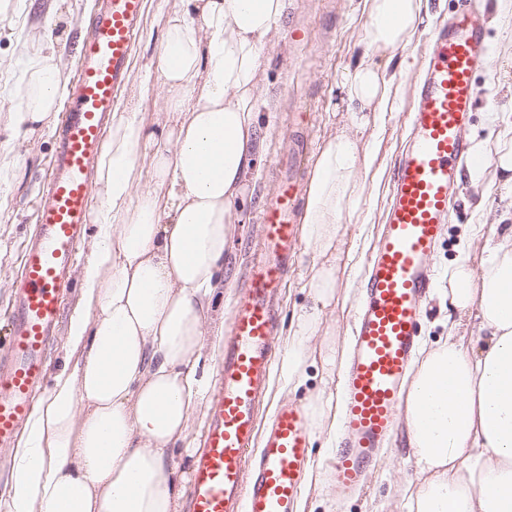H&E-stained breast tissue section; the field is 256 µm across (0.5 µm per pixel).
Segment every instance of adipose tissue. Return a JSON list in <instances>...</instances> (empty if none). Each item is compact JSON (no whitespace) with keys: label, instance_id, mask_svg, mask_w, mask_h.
Listing matches in <instances>:
<instances>
[{"label":"adipose tissue","instance_id":"1","mask_svg":"<svg viewBox=\"0 0 512 512\" xmlns=\"http://www.w3.org/2000/svg\"><path fill=\"white\" fill-rule=\"evenodd\" d=\"M368 24L343 85L349 123L321 147L304 190L302 238L316 263L310 301L295 312L282 365L306 381L308 341L336 298L341 223L354 217L374 158L360 135L394 111L400 91L379 60L406 48L429 0H363ZM286 0H188L168 18L158 53L167 119L151 129L116 112L96 170L91 260L64 363L27 425L0 512H177L170 450L185 438L206 384L196 368L223 328L224 255L256 158L259 51ZM21 46L8 89L13 132L58 111L65 84L52 34ZM152 187L140 190V161ZM493 167L512 211V126ZM448 269L447 336L416 368L404 401L419 482L410 512H512V224L494 225L479 260L468 245ZM482 336L470 347L471 328Z\"/></svg>","mask_w":512,"mask_h":512}]
</instances>
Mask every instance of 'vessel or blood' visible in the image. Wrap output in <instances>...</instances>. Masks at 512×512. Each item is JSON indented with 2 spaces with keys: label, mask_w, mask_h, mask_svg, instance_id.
Here are the masks:
<instances>
[{
  "label": "vessel or blood",
  "mask_w": 512,
  "mask_h": 512,
  "mask_svg": "<svg viewBox=\"0 0 512 512\" xmlns=\"http://www.w3.org/2000/svg\"><path fill=\"white\" fill-rule=\"evenodd\" d=\"M144 0H101L77 44L72 95L62 110L57 148L36 229L15 278L10 311L0 317V460L11 459L43 392L64 296L91 221L90 174L107 121L126 86ZM490 59L479 0L433 32L415 93L405 150L390 188V208L363 278L353 337L342 369V434L327 466L342 493L363 486L391 442L412 362L421 343L424 304L451 199L464 167L479 168L465 132ZM306 148L290 155L258 213L260 233L227 319L203 447L192 463L187 512H296L310 463L311 422L295 403L263 418L277 355L282 287L302 248L298 214Z\"/></svg>",
  "instance_id": "b4317fda"
}]
</instances>
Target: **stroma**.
<instances>
[{"mask_svg":"<svg viewBox=\"0 0 512 512\" xmlns=\"http://www.w3.org/2000/svg\"><path fill=\"white\" fill-rule=\"evenodd\" d=\"M363 0H287L276 37L259 54L257 109L259 112V160L249 174L247 202L242 222L230 251L224 258V301L232 303L238 282L247 271L246 241L257 238L258 212L275 190L276 162L298 144L308 143L318 154L324 141L342 122L345 105L341 87L356 56L367 16ZM489 22L486 24L490 62L481 69L476 82L480 92L474 120L466 131L470 143H482L485 151H495L500 119L512 121V9L498 10L497 0H482ZM145 20L133 51L129 80L118 102L141 112L146 123L165 122V102L157 72V56L168 14L176 0H145ZM459 7L458 0H430L429 15L411 44L397 49L388 63L401 85L396 111L387 113L384 123L367 131L364 140L375 154L360 204L362 218L343 222L341 232L351 252L342 267L336 290V307L328 312L336 324L338 355H345L352 320L367 258L376 245L379 226L388 204L394 163L404 145L403 129L413 98V78L422 67L429 35L436 24ZM95 0H7L0 9V64L12 62L19 43L38 45L45 30L58 41L55 50L64 78L74 74L75 43L88 29ZM14 103L0 95V152L18 158L7 181L0 182V311L9 302L14 275L24 246L34 229L36 202L45 188V175L55 150V130L48 127L28 139L14 138L9 114ZM501 207L498 195L480 198L461 176L454 199L451 222L435 262L434 285H448V267L463 248L462 231L468 224L498 223ZM312 255L301 250L284 289L283 310L276 343L288 349V325L295 309L308 300L306 284ZM307 380L297 391L283 388L280 373H273L268 409L282 402L304 403L308 394H338L337 374L321 359L309 360ZM312 455L305 489L300 499L305 512H407L403 490L416 484L414 463L409 457L407 428L398 423L395 442L387 455L369 474L365 489L342 498L326 479L324 466L331 455L328 435H313Z\"/></svg>","mask_w":512,"mask_h":512,"instance_id":"35a3bbf8","label":"stroma"}]
</instances>
